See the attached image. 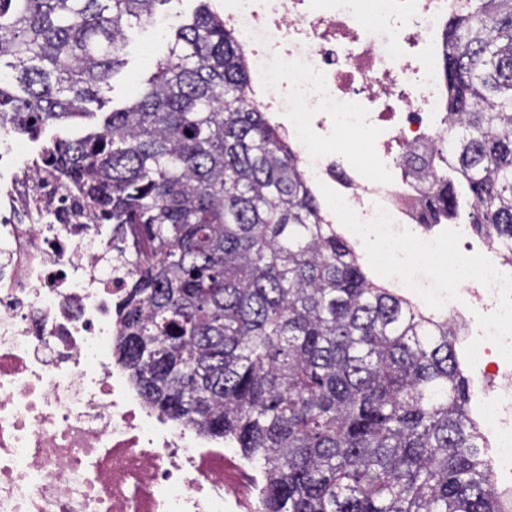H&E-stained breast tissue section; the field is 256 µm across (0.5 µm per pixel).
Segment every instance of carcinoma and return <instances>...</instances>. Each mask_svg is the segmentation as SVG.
<instances>
[{"mask_svg": "<svg viewBox=\"0 0 512 512\" xmlns=\"http://www.w3.org/2000/svg\"><path fill=\"white\" fill-rule=\"evenodd\" d=\"M170 0H0V118L80 117ZM452 132L428 191L512 242V0L448 23ZM205 5L134 101L45 162L150 254L119 310L120 361L162 415L259 466L258 512H500L467 416L454 328L378 285L325 221L296 153L250 100Z\"/></svg>", "mask_w": 512, "mask_h": 512, "instance_id": "1", "label": "carcinoma"}]
</instances>
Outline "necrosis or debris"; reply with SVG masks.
Returning <instances> with one entry per match:
<instances>
[{"instance_id": "obj_1", "label": "necrosis or debris", "mask_w": 512, "mask_h": 512, "mask_svg": "<svg viewBox=\"0 0 512 512\" xmlns=\"http://www.w3.org/2000/svg\"><path fill=\"white\" fill-rule=\"evenodd\" d=\"M475 0H224L251 91L293 142L310 184L363 220L430 240L448 229L424 207L419 173L448 138L449 20ZM352 134L362 164L338 147ZM143 257L135 225L115 234L0 125V512H224L231 457L189 422L169 424L114 350L119 306ZM496 290L464 281L439 309L466 373L472 416L493 449L491 478L512 512V364L480 341Z\"/></svg>"}]
</instances>
